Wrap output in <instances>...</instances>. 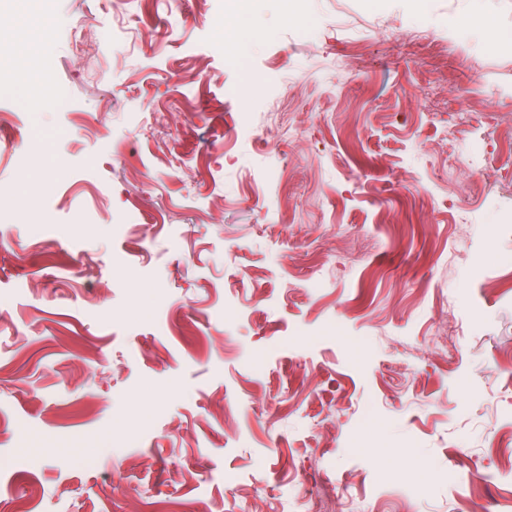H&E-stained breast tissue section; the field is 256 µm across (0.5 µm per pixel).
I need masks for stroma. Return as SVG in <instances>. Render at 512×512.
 Wrapping results in <instances>:
<instances>
[{
    "mask_svg": "<svg viewBox=\"0 0 512 512\" xmlns=\"http://www.w3.org/2000/svg\"><path fill=\"white\" fill-rule=\"evenodd\" d=\"M475 10L0 0V512H512V48Z\"/></svg>",
    "mask_w": 512,
    "mask_h": 512,
    "instance_id": "35a3bbf8",
    "label": "stroma"
}]
</instances>
